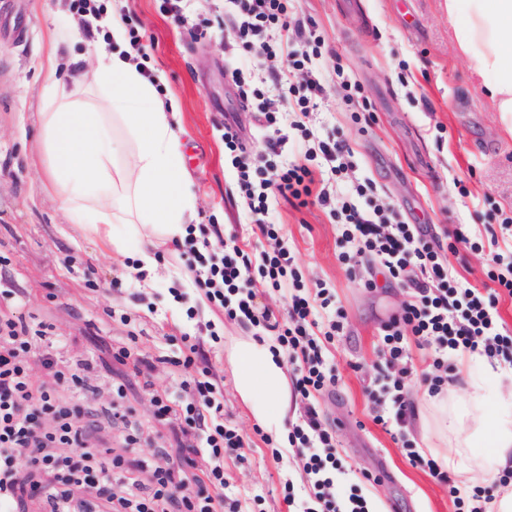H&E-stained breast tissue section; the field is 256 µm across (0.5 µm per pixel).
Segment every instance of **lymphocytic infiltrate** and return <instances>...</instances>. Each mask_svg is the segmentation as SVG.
Returning <instances> with one entry per match:
<instances>
[{
	"instance_id": "f902f5d3",
	"label": "lymphocytic infiltrate",
	"mask_w": 512,
	"mask_h": 512,
	"mask_svg": "<svg viewBox=\"0 0 512 512\" xmlns=\"http://www.w3.org/2000/svg\"><path fill=\"white\" fill-rule=\"evenodd\" d=\"M241 14L233 26L244 49L251 37L271 27L284 32L289 51V71L276 78L281 89L278 102L266 108L268 124H275L279 105L291 101L292 112H307V100L295 94L290 70H304L317 53V43L305 39V26L291 20L284 0H239ZM330 161L329 170L318 173L310 163L316 156ZM351 148L343 141L319 142L294 160L277 166L248 156L238 161L239 187L261 235L278 238L269 219L270 198L282 199L295 208L320 206L341 221L342 259L350 273L359 268L380 267L386 279L409 288L411 294L398 315L382 325L383 352L388 365L409 360L411 346L431 349L436 376L432 393L455 381L452 361L462 354L496 359L512 366V334L498 320L500 296L512 297V267H492L490 288L470 285L445 263L439 243L426 224L403 221L398 212L373 203L372 184L354 186L338 199L336 183L350 164ZM193 282L206 298L222 308L228 318L274 333L288 359L294 392L307 401L297 423L288 429L287 441L304 462L308 481L303 489L285 484L284 498L293 512H370L358 493L341 500L336 496L333 471L338 467L335 439L326 428L316 393L335 386L336 373L323 355L322 339L342 334L346 317L342 309H330L328 288H304L288 247L254 254L241 248L236 236L224 242L223 253L190 264ZM277 288L291 281L285 317L259 306L256 279ZM61 338L30 330L22 318L0 316V512H22L26 497L37 498L41 512H242L240 500L228 499L224 478V454L244 447L241 434L224 423L222 391L200 368L198 343L185 342L176 360L187 374L190 396H154L155 414L176 419L175 438L183 449L182 461L154 470L151 483L123 473V460L110 449L91 443L90 429L107 422L121 426L125 449L134 453L140 443V423L116 407L104 413L91 410L86 381L93 369L90 360L65 363L58 356ZM41 352L53 385L34 383L27 357ZM69 381L68 402L56 398L58 383ZM373 419L385 430H401L412 416L405 396V379L383 374L374 396ZM208 453L214 464L203 477L193 478L192 458ZM195 494H186L188 484Z\"/></svg>"
}]
</instances>
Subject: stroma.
Segmentation results:
<instances>
[{"label":"stroma","mask_w":512,"mask_h":512,"mask_svg":"<svg viewBox=\"0 0 512 512\" xmlns=\"http://www.w3.org/2000/svg\"><path fill=\"white\" fill-rule=\"evenodd\" d=\"M120 15L145 47L147 76L160 77L159 95L176 114V131L191 177L194 224L204 225L211 249L237 233L247 251H292L303 283L330 288L346 315V329L327 343L338 382L319 396L324 421L336 443L342 468L334 480L338 498L362 493L374 512H459L447 486L427 467L408 464L406 441L421 443L416 422L390 435L373 422L371 396L385 359L380 327L408 298L400 286L370 289L351 277L341 259L340 226L320 207L296 209L271 200L270 219L279 240L262 237L248 224L239 171L224 149V122L235 115L248 154H267L268 140L285 137L276 163L297 155V144L340 139L353 151L352 165L337 189L374 180L373 197L414 224L430 225L449 267L469 284L483 287L490 269L488 239L499 238L502 263L512 262V232L501 229L512 215V119L497 112L472 76L448 20L447 0H288L291 16L310 24L320 52L293 83L308 96L303 130L294 113L282 112L276 126L263 114L280 91L270 76L287 70L286 50L272 47L249 57L232 33L236 0H101ZM27 36L16 40L15 25ZM102 30L74 12L72 0H0V314L21 313L47 335L66 338L60 357L93 355L90 376L96 403L109 406L113 391L142 426L138 456L162 449L180 453L170 423L154 418L153 393L177 391L184 371L170 364L183 335L199 339L212 379L224 386V418L252 445L224 455V476L254 512H288L284 485L302 488L307 476L294 452L274 459L267 437L247 416L226 364L225 337L250 336L253 328L202 303L190 287L180 249H160L152 275L132 281V258L114 260L71 223L47 180V154L40 115L48 111V70H56L71 99L91 105L99 88L75 84L72 58L94 69V46ZM251 71L258 95L242 100L230 70ZM320 86L310 89V73ZM356 86L347 96L340 85ZM462 230L468 243H455ZM23 291L26 305L15 310L6 291ZM221 340L213 342L210 329ZM131 347L154 368L134 376L120 362Z\"/></svg>","instance_id":"obj_1"}]
</instances>
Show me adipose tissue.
<instances>
[{"instance_id": "1", "label": "adipose tissue", "mask_w": 512, "mask_h": 512, "mask_svg": "<svg viewBox=\"0 0 512 512\" xmlns=\"http://www.w3.org/2000/svg\"><path fill=\"white\" fill-rule=\"evenodd\" d=\"M456 37L497 111L512 116V0H448ZM115 51L99 49L94 73L77 70L75 82L102 86L95 111L73 102L44 113L40 135L48 176L72 223L107 252L136 254L139 271H153L157 248L183 241L193 218L179 138L155 86L143 74L113 15L97 18ZM118 118L127 140L114 138ZM235 390L256 424L280 439L297 403L288 368L270 342L252 336L227 348ZM455 388L432 396L431 409H417L423 435L455 437L458 447L487 442L500 470L512 471V417L481 410L466 420Z\"/></svg>"}]
</instances>
